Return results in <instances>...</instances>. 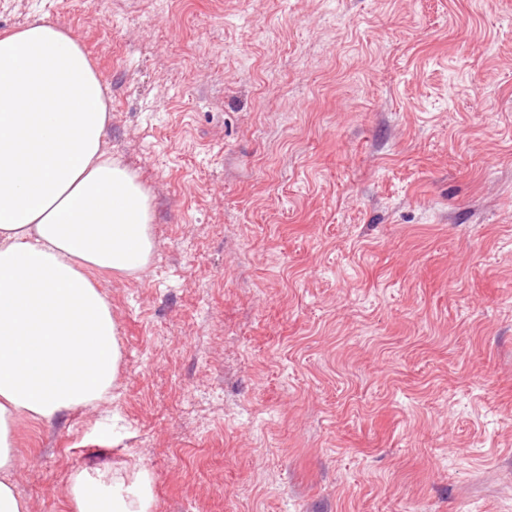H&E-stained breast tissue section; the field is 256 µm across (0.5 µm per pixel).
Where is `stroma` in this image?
<instances>
[{"label":"stroma","mask_w":512,"mask_h":512,"mask_svg":"<svg viewBox=\"0 0 512 512\" xmlns=\"http://www.w3.org/2000/svg\"><path fill=\"white\" fill-rule=\"evenodd\" d=\"M107 88L149 266L115 397L17 424L28 512H512V0H0ZM107 474L98 473L91 476L87 471L77 472L70 486V510L72 512H148L152 503V494L147 475L144 472L137 474L135 491L131 497L115 498L107 492L103 478ZM94 485L98 489V496L92 501L88 489Z\"/></svg>","instance_id":"35a3bbf8"}]
</instances>
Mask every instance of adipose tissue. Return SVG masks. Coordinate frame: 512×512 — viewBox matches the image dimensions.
Returning <instances> with one entry per match:
<instances>
[{
  "instance_id": "adipose-tissue-1",
  "label": "adipose tissue",
  "mask_w": 512,
  "mask_h": 512,
  "mask_svg": "<svg viewBox=\"0 0 512 512\" xmlns=\"http://www.w3.org/2000/svg\"><path fill=\"white\" fill-rule=\"evenodd\" d=\"M104 86L80 42L36 20L0 34V512H27L15 424L109 401L121 362L99 270L153 255L150 196L106 148ZM145 473L117 498L77 472L71 512H149Z\"/></svg>"
}]
</instances>
